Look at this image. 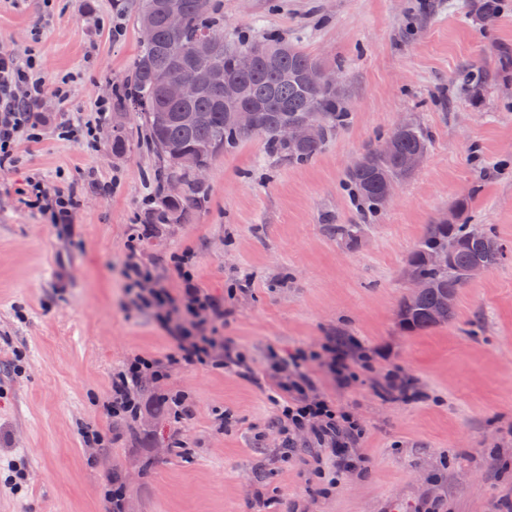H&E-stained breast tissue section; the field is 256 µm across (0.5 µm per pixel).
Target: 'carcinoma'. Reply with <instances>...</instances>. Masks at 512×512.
I'll use <instances>...</instances> for the list:
<instances>
[{
	"label": "carcinoma",
	"mask_w": 512,
	"mask_h": 512,
	"mask_svg": "<svg viewBox=\"0 0 512 512\" xmlns=\"http://www.w3.org/2000/svg\"><path fill=\"white\" fill-rule=\"evenodd\" d=\"M213 2L180 0L183 25L176 31L163 23V0H144L140 13L142 23L148 12H153L156 37L151 43L141 44L131 75L135 91L128 107L146 125L151 144L165 163L168 179L180 177L185 185L181 197L161 195L155 211L156 224H182L205 202L202 183L191 176L171 149L177 148L209 163L240 142L257 136L268 152L301 164L312 160L327 137L349 119L342 89L305 82V73L319 64L317 59L270 33L238 42L224 39L223 27L214 16ZM257 49L262 53L253 70L238 72V56ZM173 69L189 79L198 77L203 69L235 78L241 87L240 98L224 101V86L211 82L193 100L169 101L163 94L160 78ZM246 105L259 109L262 130L257 133L241 130L230 120L231 112ZM286 121L318 123L322 135L290 145L278 134L279 126ZM389 139L388 150H367L360 164L346 174L357 213L363 219L381 212L387 183L392 179H409L414 171L408 161L428 150L430 144L429 131L414 124L394 130ZM437 249L451 254V266L439 268L429 262V253ZM507 253V246L490 231L485 232L484 238L475 239L467 224L426 225L407 257L406 273L410 279L428 281L433 288L411 306L400 302L398 323L408 331L448 323L455 316L459 290L466 285L463 270L475 261L493 268L507 258Z\"/></svg>",
	"instance_id": "carcinoma-1"
}]
</instances>
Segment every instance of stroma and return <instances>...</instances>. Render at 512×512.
Instances as JSON below:
<instances>
[{
	"mask_svg": "<svg viewBox=\"0 0 512 512\" xmlns=\"http://www.w3.org/2000/svg\"><path fill=\"white\" fill-rule=\"evenodd\" d=\"M221 0L224 33H277L339 68L350 119L311 161L269 154L254 138L216 157L204 208L156 224L139 242L167 272L190 253L199 282L223 297L224 337L265 365L319 353L329 337L359 339L371 355L348 388L325 385L359 418L368 458L318 492L301 459H282L277 410L263 388L205 366H175L194 418L147 421L136 436L106 415L112 372L171 344L151 312L125 310L121 268L147 218L161 162L149 131L119 96L140 51L143 0H0V51H36L47 93L42 139L0 169V512H107L101 488L124 476L128 512H512V256L461 288L448 324L404 331L396 319L410 282L406 259L425 225L459 199L460 221L512 246V0ZM476 80L459 83L464 67ZM70 99L52 93L66 73ZM112 99L99 147L57 137L61 115L87 119ZM122 123L130 150L112 152ZM431 134L427 159L376 221L361 223L346 172L399 124ZM111 182L93 192L88 172ZM30 177L78 187L73 235L18 200ZM361 224L355 242L331 230ZM417 380L394 401L387 374ZM117 439L87 448L78 426ZM181 431L190 452L169 448Z\"/></svg>",
	"mask_w": 512,
	"mask_h": 512,
	"instance_id": "35a3bbf8",
	"label": "stroma"
}]
</instances>
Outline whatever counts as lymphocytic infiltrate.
Listing matches in <instances>:
<instances>
[{"instance_id":"lymphocytic-infiltrate-1","label":"lymphocytic infiltrate","mask_w":512,"mask_h":512,"mask_svg":"<svg viewBox=\"0 0 512 512\" xmlns=\"http://www.w3.org/2000/svg\"><path fill=\"white\" fill-rule=\"evenodd\" d=\"M39 71L35 53L22 58L9 51L0 53V167L15 162L23 143L40 139L38 112L45 88ZM19 194L25 206L38 209L54 224L71 225L79 206L74 189L49 194L35 177L26 181ZM123 275L130 308L153 312L173 342L174 352L163 360L136 355L122 364L112 377L105 405L113 420L136 423L143 415L163 411L177 419L192 418L194 405L188 394L156 395L147 393L146 388L166 379L171 365L209 364L253 382L262 376L272 380L270 398L281 406L277 424L285 437V448L296 450L298 436L306 431L312 446L319 450L315 463H322L328 456L337 470L356 468L362 459V423L336 410L321 396L307 357L287 361L273 354L260 368L225 343L224 300L199 286L189 255L173 256L168 273L161 275L132 248L126 254ZM171 276L177 281L173 288L167 285ZM328 350L333 357L326 375L337 387L349 385L356 378L353 365L363 358L359 346L333 337Z\"/></svg>"}]
</instances>
